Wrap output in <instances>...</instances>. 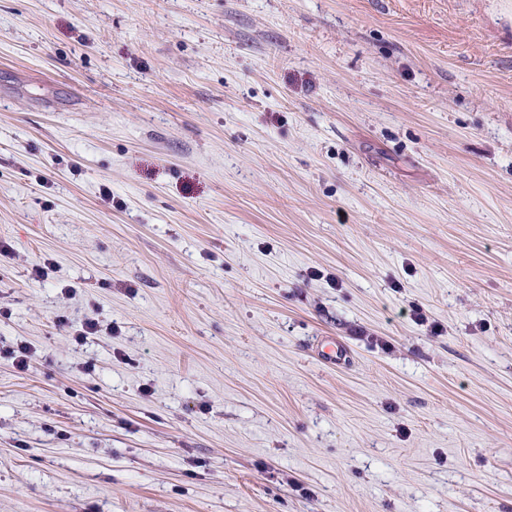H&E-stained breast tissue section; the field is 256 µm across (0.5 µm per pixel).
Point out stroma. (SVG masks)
<instances>
[{"mask_svg": "<svg viewBox=\"0 0 512 512\" xmlns=\"http://www.w3.org/2000/svg\"><path fill=\"white\" fill-rule=\"evenodd\" d=\"M0 244V512H512V0H0ZM322 360L336 367H344L350 363V354L346 345L333 337H328L318 348Z\"/></svg>", "mask_w": 512, "mask_h": 512, "instance_id": "obj_1", "label": "stroma"}]
</instances>
